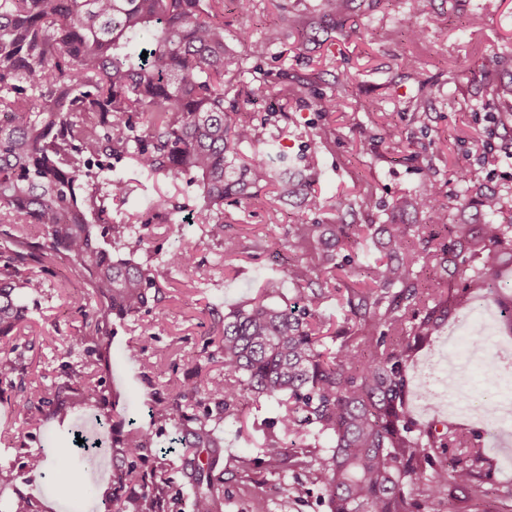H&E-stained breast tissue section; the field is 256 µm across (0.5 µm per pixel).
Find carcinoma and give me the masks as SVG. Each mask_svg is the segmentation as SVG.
Returning <instances> with one entry per match:
<instances>
[{
    "label": "carcinoma",
    "instance_id": "obj_1",
    "mask_svg": "<svg viewBox=\"0 0 512 512\" xmlns=\"http://www.w3.org/2000/svg\"><path fill=\"white\" fill-rule=\"evenodd\" d=\"M348 2L320 0L309 21L288 14V0L275 8L304 45L323 21L345 22ZM240 38L255 58L271 53L270 37L253 41L242 31ZM245 73L228 49L224 0H0V112L10 115L0 122V223L37 229L0 239V338L26 323L22 295L42 292L37 265L71 264L95 299V337L68 343L93 341L97 360L89 374L38 399L53 416L66 418L75 403L106 401L99 374L112 367V322L158 310L168 272L195 264L189 244L158 265L134 259L146 225L118 221L110 209L131 192L122 175L127 163L149 178L196 186L204 205L195 219L224 244L226 258L236 254L224 237L226 200L247 205L271 185V208L296 199L311 213L324 211L314 156L293 175L280 137L261 139L253 120L239 117L251 98L270 91L302 98L311 78L255 67L244 80ZM352 82L349 74L335 77L320 110L336 111ZM457 179L455 201L477 202L482 221L448 223V204L431 183L396 204L402 213L430 214V224L356 223L372 209L367 191L337 197L329 217L292 224L274 239L296 254L283 270L295 301H275L278 286L267 281L218 320L224 377L202 374L197 363L174 403L154 402V424L171 425L172 443L183 449L177 473L165 451L148 459L153 431L131 418L126 429L112 430L105 512H224L214 475L224 459L219 424L237 416L241 402L262 400L280 406L261 423L266 472L280 479L304 468L328 512H421L428 503L438 512H481L489 467L482 436L418 427L404 412L415 350L472 290L502 288L501 268L512 261V219H500V196L477 190L466 172ZM156 210L165 224L184 223L181 205L160 197ZM96 224L104 225L100 236ZM362 232L380 252L372 261L356 252ZM430 264L448 287L421 278ZM335 296L350 326L328 334L319 309ZM15 416L40 422L30 399L16 403ZM179 481L191 490L187 503L174 491ZM11 512L45 510L20 495Z\"/></svg>",
    "mask_w": 512,
    "mask_h": 512
}]
</instances>
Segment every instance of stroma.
<instances>
[{
  "mask_svg": "<svg viewBox=\"0 0 512 512\" xmlns=\"http://www.w3.org/2000/svg\"><path fill=\"white\" fill-rule=\"evenodd\" d=\"M251 13L240 14L235 0H224V21L230 52L246 57L248 48L235 34L247 29L254 37L273 35L272 56L261 60L263 69H285L292 74H319L314 91L301 100L282 103L260 100L247 115L266 118L258 134L266 138L286 131L285 144L293 157L315 155L321 171L316 189L327 202L344 192L372 189L377 203L372 215L383 224L395 218L394 205L403 195L435 183L440 195L457 189V174L467 171L482 191L501 195L505 210H512V131L499 123L503 110L512 107V0H353L350 18L339 29L324 28L305 47L282 21L272 0H254ZM477 15L482 23L470 29L467 21ZM424 29L426 36L408 46L406 25ZM413 49L419 65L410 71L401 65L406 49ZM470 77H456L458 67ZM355 74L340 111L324 114L320 98L329 94L335 76ZM325 145L314 149V136ZM367 144L372 153L359 164L355 150ZM132 191L112 204L113 215L138 224L149 221V239L138 251L139 260L156 259L177 240L195 248L192 268L177 275L165 291L161 313L142 312L117 327L111 338L112 374L105 395L116 401L121 418L136 419L147 427L152 399L166 397L170 389L191 375L196 361L206 372L221 373L219 363H206L203 347L218 334L214 311H227L250 297L276 274V262L265 235H284L289 225L310 219V212L295 204L279 210L255 203L248 208L225 205L226 233L238 246L237 272L224 273V245L209 238L196 223H151L158 197L196 209L200 201L193 187L162 177L146 179L128 171ZM42 295L30 302L27 323L13 335L0 339V349L13 351L17 372L0 379V512H8L20 495L33 496L51 506L52 512H97L108 476L103 470L87 474L84 484L69 482L55 464L60 460L80 465L74 444L76 433L112 446V431L99 426L104 409L76 410L65 424L48 419L38 427L23 426L13 408L21 398L56 389L68 380V372L90 361L85 348H69L67 339L91 333L85 310L94 305L84 293L83 279L71 266L58 262L43 272ZM140 349L138 360L125 359L127 345ZM167 347L171 356L156 368V352ZM450 426L481 434L492 440L482 422L450 419ZM263 435L240 430L237 422H224V471L220 488L224 512H326L315 494L281 506L273 484L257 486L259 471L240 472L238 461L260 456ZM37 453L52 463L49 472H26V454ZM493 467L484 479L493 501L512 490V477L502 470L503 453L488 451Z\"/></svg>",
  "mask_w": 512,
  "mask_h": 512,
  "instance_id": "1",
  "label": "stroma"
}]
</instances>
